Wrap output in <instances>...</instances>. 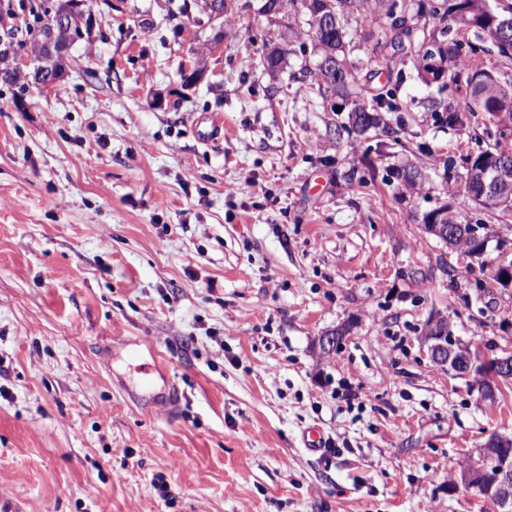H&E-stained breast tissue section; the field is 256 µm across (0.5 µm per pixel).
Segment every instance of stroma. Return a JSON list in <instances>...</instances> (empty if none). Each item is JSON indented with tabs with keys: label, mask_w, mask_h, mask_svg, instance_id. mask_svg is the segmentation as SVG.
<instances>
[{
	"label": "stroma",
	"mask_w": 512,
	"mask_h": 512,
	"mask_svg": "<svg viewBox=\"0 0 512 512\" xmlns=\"http://www.w3.org/2000/svg\"><path fill=\"white\" fill-rule=\"evenodd\" d=\"M262 3L225 24L197 0H89L83 72L22 109L0 86V498L25 512H495L448 462L512 431V390L481 402L420 329L512 347L496 252L473 266L422 222L447 206L512 239L458 192L496 128L424 109L466 91L412 63L378 76L352 22L359 98L387 84L396 109L390 134L348 130L350 100L303 75L316 48ZM410 167L413 190L392 177Z\"/></svg>",
	"instance_id": "stroma-1"
}]
</instances>
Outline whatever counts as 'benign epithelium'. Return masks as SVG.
<instances>
[{
  "mask_svg": "<svg viewBox=\"0 0 512 512\" xmlns=\"http://www.w3.org/2000/svg\"><path fill=\"white\" fill-rule=\"evenodd\" d=\"M94 25H87L78 17L77 5L58 13L56 27L50 33H31V41L36 50L46 56L54 55L57 43L67 42L72 46L89 38ZM8 73L25 83L26 87L46 88L65 79L54 76L47 67H30L27 59H21L8 52L0 54V74ZM482 195L498 200L504 196L512 199V162L502 158L493 166L491 176L481 175ZM440 220L435 224H426L424 229L450 248L468 241L477 247L476 253L483 255L491 242H496L499 263L495 268L494 278L512 284V247L508 240L489 230L485 224H450L448 212L439 214ZM349 331L338 328L317 339V347L328 356L336 351L341 343V336ZM421 341L427 347L431 363L450 375H460L470 379L474 374L483 377L478 397L483 402H492L497 398L498 390L512 383V351L498 347L491 352L475 356L471 347L450 332L448 320L434 316L428 319L421 331ZM512 445V435L507 432H492L478 449V458L467 462L463 470L461 485L468 489L481 487L498 501L501 512H512V457L498 452L500 448Z\"/></svg>",
  "mask_w": 512,
  "mask_h": 512,
  "instance_id": "obj_1",
  "label": "benign epithelium"
}]
</instances>
